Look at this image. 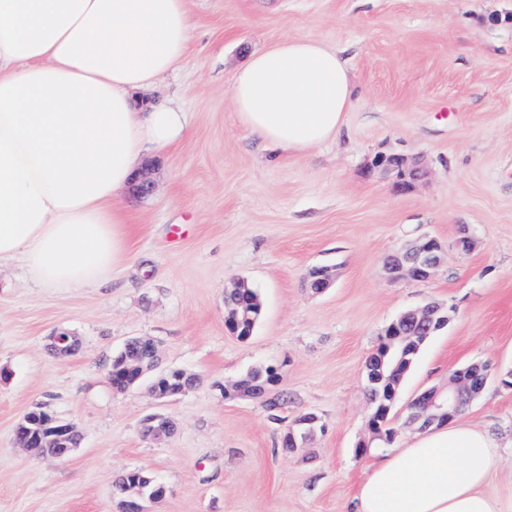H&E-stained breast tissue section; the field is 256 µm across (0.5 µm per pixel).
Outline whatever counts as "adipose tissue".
I'll use <instances>...</instances> for the list:
<instances>
[{
    "instance_id": "obj_1",
    "label": "adipose tissue",
    "mask_w": 512,
    "mask_h": 512,
    "mask_svg": "<svg viewBox=\"0 0 512 512\" xmlns=\"http://www.w3.org/2000/svg\"><path fill=\"white\" fill-rule=\"evenodd\" d=\"M186 0H0V264L19 261L43 288L108 280L124 255L125 211L145 145L163 149L183 112L140 99L187 50ZM336 50L285 39L236 73L241 127L304 154L336 137L353 104ZM498 446L458 421L375 463L354 512H512L492 493Z\"/></svg>"
}]
</instances>
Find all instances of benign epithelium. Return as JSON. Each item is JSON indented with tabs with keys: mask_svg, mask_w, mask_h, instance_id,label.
<instances>
[{
	"mask_svg": "<svg viewBox=\"0 0 512 512\" xmlns=\"http://www.w3.org/2000/svg\"><path fill=\"white\" fill-rule=\"evenodd\" d=\"M371 168L380 170L395 179V186L403 188L410 182L422 177V169L416 162L410 161L401 154H379L371 162ZM445 255V247L436 239L422 236L415 241L399 248L387 257L385 269L391 279L411 278L426 279L441 264ZM332 267L317 266L311 268L304 277V286L315 294L329 288L334 277L330 275ZM450 319V309L445 305L428 302L421 307L402 312L385 329L380 344L385 351L404 347L413 342L414 329L427 336L444 328ZM79 348L78 337L70 332H59L50 338V349L56 356L66 358L74 355ZM491 376V368L482 362H473L458 371L448 383L447 389L431 388L420 393L410 404L411 414L407 418L410 424L418 422L428 427L434 423H448L457 416L470 402L484 390ZM165 385L157 386L156 382H148V391L163 401L169 397L183 395L193 390L199 383V377L182 369H169L162 372ZM381 380L378 373L371 370L365 379V386L372 393L369 404V425L373 439L386 441L395 437L396 432L385 433L379 422L385 405L378 403L380 399L396 402L398 392L393 389H380ZM172 419L163 414L155 413L147 416L141 423L142 433L153 439L168 438L173 435ZM78 435L73 423L56 415L43 418L37 423L31 414H26L16 426V436L21 448L33 456H42L46 452L43 447L44 437L63 442ZM151 489L147 498H129L121 501L120 512H145L144 502L159 501L166 496V487L157 478L150 479Z\"/></svg>",
	"mask_w": 512,
	"mask_h": 512,
	"instance_id": "1",
	"label": "benign epithelium"
}]
</instances>
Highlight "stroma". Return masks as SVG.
<instances>
[{
  "instance_id": "stroma-1",
  "label": "stroma",
  "mask_w": 512,
  "mask_h": 512,
  "mask_svg": "<svg viewBox=\"0 0 512 512\" xmlns=\"http://www.w3.org/2000/svg\"><path fill=\"white\" fill-rule=\"evenodd\" d=\"M193 32L177 68L150 94L186 115L168 149L143 170L150 195L126 193L132 234L110 282L41 288L16 262L0 266V512H119L113 481L139 468L167 488L148 512H352L371 444L364 370L401 312L438 301L448 324L422 347L394 406L393 445L418 430L407 406L444 388L474 361L494 371L459 415L499 445L490 489L512 493V0H188ZM289 37L335 48L355 97L336 140L271 158L239 124L234 74L259 49ZM380 153L416 159L405 190L367 165ZM477 245L456 251L461 227ZM447 258L426 280H388L384 259L416 238ZM335 281L306 290L310 268ZM247 280L264 304L248 341L224 324V286ZM78 336L65 361L48 344ZM153 337L160 365L197 374L185 395L159 403L146 389L116 392L114 353ZM282 375L287 402L271 420L263 400L225 396L257 365ZM72 422L81 442L65 460L33 458L14 428L32 408ZM162 412L174 434H142ZM320 420L306 447L281 440L303 414ZM369 442L366 454L356 447Z\"/></svg>"
}]
</instances>
